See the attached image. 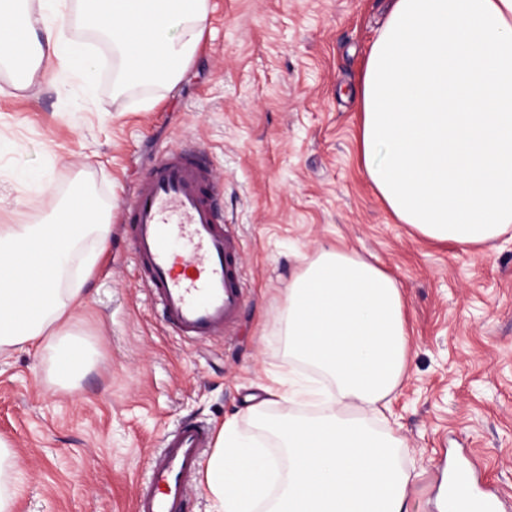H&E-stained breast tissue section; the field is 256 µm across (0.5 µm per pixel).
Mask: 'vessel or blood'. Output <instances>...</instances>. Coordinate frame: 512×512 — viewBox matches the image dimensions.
Masks as SVG:
<instances>
[{
  "mask_svg": "<svg viewBox=\"0 0 512 512\" xmlns=\"http://www.w3.org/2000/svg\"><path fill=\"white\" fill-rule=\"evenodd\" d=\"M220 185L191 148L162 155L125 202L140 285L158 304L176 335L192 339L220 336L234 327L245 300L241 246L224 223ZM180 240L182 253L170 243ZM209 442L205 426L179 424L150 456L148 478L134 501V512H186L201 452ZM465 496H455L457 485ZM446 494L451 512H502L503 500L469 467L455 466Z\"/></svg>",
  "mask_w": 512,
  "mask_h": 512,
  "instance_id": "obj_1",
  "label": "vessel or blood"
}]
</instances>
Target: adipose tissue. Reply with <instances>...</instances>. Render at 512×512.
I'll return each instance as SVG.
<instances>
[{
  "instance_id": "1",
  "label": "adipose tissue",
  "mask_w": 512,
  "mask_h": 512,
  "mask_svg": "<svg viewBox=\"0 0 512 512\" xmlns=\"http://www.w3.org/2000/svg\"><path fill=\"white\" fill-rule=\"evenodd\" d=\"M54 0H0V67L76 76L87 55ZM207 18V0H81V23L117 54L113 85L174 82ZM365 173L393 216L421 236L493 246L512 229V0H391L358 88ZM109 217L90 192L51 223L0 225V354L36 350L74 392L93 349L74 331ZM287 368L268 395L316 404L269 423L281 452L218 428L203 468L213 512H408L414 479L402 441L370 418L401 382L408 332L396 280L343 247L321 249L290 282L282 313ZM309 366L327 387L302 378Z\"/></svg>"
}]
</instances>
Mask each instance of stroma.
I'll return each mask as SVG.
<instances>
[{
    "instance_id": "stroma-1",
    "label": "stroma",
    "mask_w": 512,
    "mask_h": 512,
    "mask_svg": "<svg viewBox=\"0 0 512 512\" xmlns=\"http://www.w3.org/2000/svg\"><path fill=\"white\" fill-rule=\"evenodd\" d=\"M72 39L95 50L84 78L0 70V179L47 174L1 224L43 223L77 186L109 209L111 233L76 329L94 363L78 391L55 388L34 353L0 359V439L22 459L15 512H132L148 459L179 423L278 445L263 419L302 413L265 401L284 369L285 290L303 257L342 245L400 285L405 376L375 428L403 439L409 512H440L450 464L466 454L512 499V232L488 256L399 223L363 169L354 95L388 0H207L176 84L114 96L108 50L65 0ZM203 150L224 183V220L242 246L246 300L230 336L174 335L134 274L120 208L166 151ZM263 413L250 414L253 401Z\"/></svg>"
}]
</instances>
